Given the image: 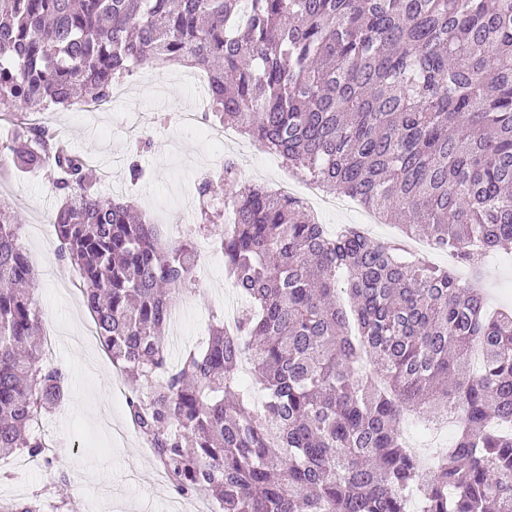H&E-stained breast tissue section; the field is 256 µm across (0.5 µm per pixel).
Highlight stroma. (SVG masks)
<instances>
[{
    "label": "stroma",
    "instance_id": "35a3bbf8",
    "mask_svg": "<svg viewBox=\"0 0 512 512\" xmlns=\"http://www.w3.org/2000/svg\"><path fill=\"white\" fill-rule=\"evenodd\" d=\"M151 72L165 79V93L133 78L113 90L111 103L101 109L86 104L46 113L45 119L73 151L114 175V182L99 181L103 194L116 186L127 189L132 205L159 224L166 241L175 242L187 231L176 221L183 203L197 200L198 183L218 177L225 158L234 155L177 122L180 112L202 103L203 87L180 83L184 70L176 64L155 66ZM134 155L147 174L136 186L127 172ZM235 159L241 180L270 185L282 175L279 158L258 147ZM0 199L21 219L19 236L38 275L43 332L55 336L53 362L69 375L65 400L39 420L38 431L53 451L40 463L23 452L0 458V500L36 495L42 502L54 501L57 492L51 484L63 476L78 512H172L170 504L179 498L185 501L182 512H212L207 498L181 497L172 486L159 485L148 443L127 426L130 387L90 334L76 273L59 255L49 215L61 197L46 173L17 169L1 146ZM196 246L194 281L167 331L174 363L205 341L211 324L223 319L225 301L245 302L224 270V255L213 237L197 238ZM482 280L498 306L512 307V244L499 249L496 261L484 264Z\"/></svg>",
    "mask_w": 512,
    "mask_h": 512
}]
</instances>
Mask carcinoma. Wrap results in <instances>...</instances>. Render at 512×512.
Here are the masks:
<instances>
[{"mask_svg": "<svg viewBox=\"0 0 512 512\" xmlns=\"http://www.w3.org/2000/svg\"><path fill=\"white\" fill-rule=\"evenodd\" d=\"M241 4L0 0V112L106 104L139 64L203 69L206 116L479 280L484 253L512 243V0ZM7 149L63 192L60 255L178 493L219 512H512V430L493 428L512 426V309L489 312L481 289L397 242L328 234L302 201L239 180L231 158L198 185L200 223L172 245L103 196L55 130L20 122ZM219 195L235 214L217 232L224 267L249 306L236 333L218 323L170 368L165 336ZM19 226L0 203V455L34 458L33 426L67 373L45 360ZM450 409L456 440L425 475L403 411Z\"/></svg>", "mask_w": 512, "mask_h": 512, "instance_id": "carcinoma-1", "label": "carcinoma"}]
</instances>
